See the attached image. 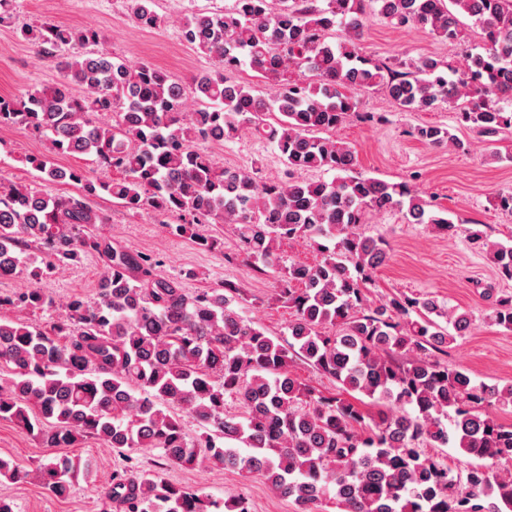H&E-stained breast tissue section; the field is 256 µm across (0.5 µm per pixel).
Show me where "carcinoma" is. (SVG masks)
I'll use <instances>...</instances> for the list:
<instances>
[{"instance_id": "cac0c4a2", "label": "carcinoma", "mask_w": 512, "mask_h": 512, "mask_svg": "<svg viewBox=\"0 0 512 512\" xmlns=\"http://www.w3.org/2000/svg\"><path fill=\"white\" fill-rule=\"evenodd\" d=\"M279 2L275 9L272 0H234L223 14L184 22V40L221 66L190 85L149 63L131 66L90 50L91 30L29 27L24 35L40 55L61 58V80L0 98V126L47 136L49 152L28 159L40 179L83 182L89 194L103 192L133 214L238 225L245 253L266 267L275 266L277 241L310 240L322 261L293 262L279 279V296L293 311L291 341L283 345L246 320L238 288L191 296L182 281L156 273L150 258L112 246L96 233L105 217L83 198L0 184V277L22 273L35 282L13 298L0 296V308H50L40 283L51 269L87 252L108 262L97 299H69L50 329L0 317V371L10 374L0 384V419L48 448L91 437L130 454L157 449L170 466L257 473L302 512L323 502L342 512H512V475L499 471L512 461V425L487 411L512 405V385L478 383L435 359L469 331L468 314L407 295L367 304L373 274L388 262L386 241L358 230L368 212L399 208L415 224L446 232L455 225L408 184L354 174L353 151L329 136L351 116L382 121L359 111L360 96L376 87L404 112L458 101L461 122L480 134L512 128V0ZM372 4L397 25L450 43L469 20L481 30L483 51L469 53L455 79L432 57L402 60L398 72L360 51ZM132 12L145 28L159 23L152 0H132ZM338 28L343 37L329 40ZM242 66L274 81L275 96L224 77ZM73 84L86 94L74 96ZM244 129L277 148L285 178L220 166L195 147ZM412 136L464 148L435 125ZM60 154L92 156L121 176L91 180L80 168L57 166ZM324 168L336 179L305 177ZM469 239L512 280L511 246L491 244L480 231ZM33 242L43 248L40 266L23 257ZM493 317L512 330V294L496 300ZM295 357L382 404L373 426L358 407L294 378ZM228 398L242 413L226 411ZM174 406L205 435L187 438ZM428 446L458 448L480 463L455 470L427 454ZM40 469L45 490L64 498L89 463L53 457ZM26 477L0 456V480ZM104 499L121 512H250L243 495L216 500L137 464L112 474Z\"/></svg>"}]
</instances>
